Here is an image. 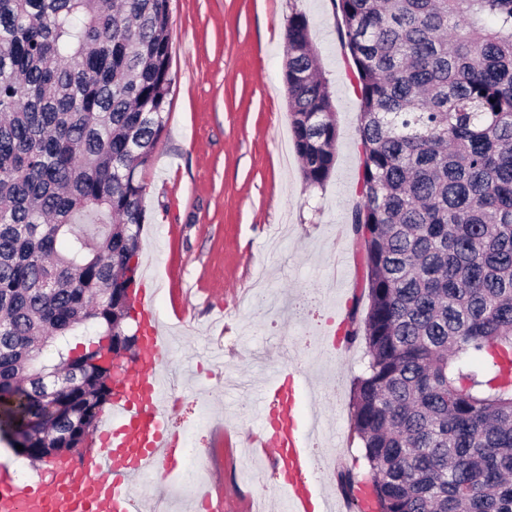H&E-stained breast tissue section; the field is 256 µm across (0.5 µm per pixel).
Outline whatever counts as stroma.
Wrapping results in <instances>:
<instances>
[{"label":"stroma","mask_w":512,"mask_h":512,"mask_svg":"<svg viewBox=\"0 0 512 512\" xmlns=\"http://www.w3.org/2000/svg\"><path fill=\"white\" fill-rule=\"evenodd\" d=\"M306 16L327 78L339 137L336 166L321 187L285 162L289 134L283 79L291 15ZM175 84L168 119L145 172V222L137 286L156 280L155 310L167 338L162 360L180 404L169 427L186 455L222 486L229 512H286L239 473L244 441L266 420L260 394L296 372L317 396L323 431L314 477L336 489L356 467L361 442L350 398L364 349H327L362 289L359 246L349 231L358 200L359 95L339 36L334 0H170ZM267 300L247 304L259 271Z\"/></svg>","instance_id":"obj_1"}]
</instances>
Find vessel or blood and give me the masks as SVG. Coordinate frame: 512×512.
<instances>
[{"mask_svg": "<svg viewBox=\"0 0 512 512\" xmlns=\"http://www.w3.org/2000/svg\"><path fill=\"white\" fill-rule=\"evenodd\" d=\"M155 294L141 295L147 339L127 394L114 398L107 413L109 430L100 432L99 447L70 462L57 464L37 485L20 489L0 478V512H134L140 476H172L179 450L167 425L162 379L165 338L154 309ZM305 391L293 377H278L266 390L268 406L280 420L262 429L256 447L265 449L270 465L284 476L279 487L288 512H311L314 494L308 471L312 429L301 418Z\"/></svg>", "mask_w": 512, "mask_h": 512, "instance_id": "1", "label": "vessel or blood"}]
</instances>
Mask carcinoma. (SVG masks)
Returning <instances> with one entry per match:
<instances>
[{"label": "carcinoma", "mask_w": 512, "mask_h": 512, "mask_svg": "<svg viewBox=\"0 0 512 512\" xmlns=\"http://www.w3.org/2000/svg\"><path fill=\"white\" fill-rule=\"evenodd\" d=\"M170 0H0V426L44 463L112 403L143 172L175 82ZM360 97L350 228L369 305L351 421L377 512H512V0H336ZM284 82L303 180L339 130L307 18ZM94 340L77 350L78 329ZM52 347L56 359L39 362Z\"/></svg>", "instance_id": "carcinoma-1"}]
</instances>
